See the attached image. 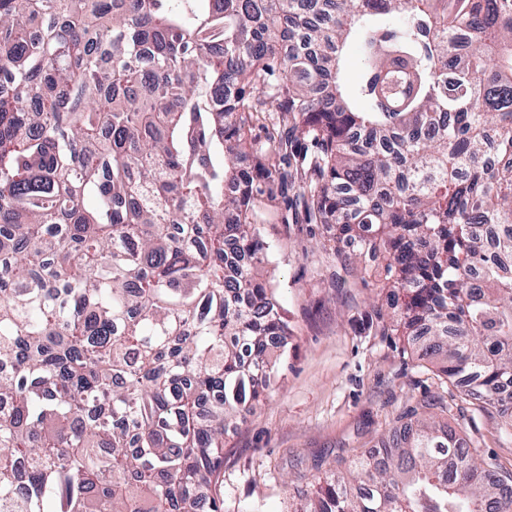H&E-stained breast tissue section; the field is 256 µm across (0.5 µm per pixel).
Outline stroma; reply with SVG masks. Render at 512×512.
Here are the masks:
<instances>
[{
	"instance_id": "1",
	"label": "stroma",
	"mask_w": 512,
	"mask_h": 512,
	"mask_svg": "<svg viewBox=\"0 0 512 512\" xmlns=\"http://www.w3.org/2000/svg\"><path fill=\"white\" fill-rule=\"evenodd\" d=\"M291 187L256 197L267 247L260 268L288 315V358L246 425L224 435L223 512H288L289 487L381 447L407 415L431 401L479 449L483 468L512 473V436L496 408L467 397L374 314L386 302L380 270H345L332 224L307 223Z\"/></svg>"
}]
</instances>
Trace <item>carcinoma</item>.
<instances>
[{
	"mask_svg": "<svg viewBox=\"0 0 512 512\" xmlns=\"http://www.w3.org/2000/svg\"><path fill=\"white\" fill-rule=\"evenodd\" d=\"M196 2L0 0V512H222L224 430L288 356L277 179L512 429V0ZM270 103L294 148L245 168ZM478 455L423 416L295 512H512Z\"/></svg>",
	"mask_w": 512,
	"mask_h": 512,
	"instance_id": "carcinoma-1",
	"label": "carcinoma"
}]
</instances>
